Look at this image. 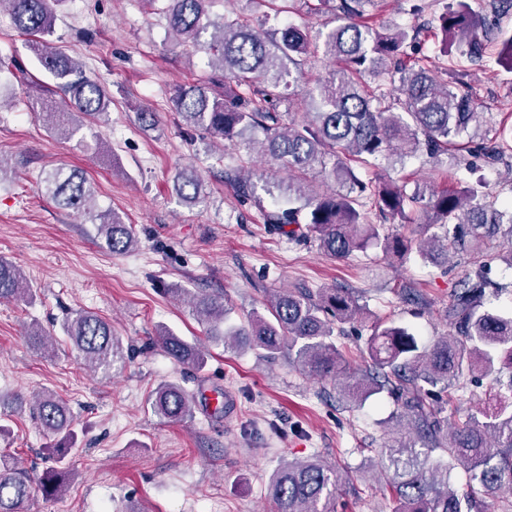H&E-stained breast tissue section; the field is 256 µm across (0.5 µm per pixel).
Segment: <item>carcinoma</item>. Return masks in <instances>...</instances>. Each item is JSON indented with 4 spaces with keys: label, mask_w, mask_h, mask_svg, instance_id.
<instances>
[{
    "label": "carcinoma",
    "mask_w": 512,
    "mask_h": 512,
    "mask_svg": "<svg viewBox=\"0 0 512 512\" xmlns=\"http://www.w3.org/2000/svg\"><path fill=\"white\" fill-rule=\"evenodd\" d=\"M61 0H0L18 32L32 37L40 64L56 80L69 101L67 112H46L48 126L66 138L107 114L110 97L97 80L88 76L60 47L47 46L53 34L54 4ZM308 0H256L275 12L296 9ZM378 0H317L316 13L328 11L337 25L313 36L308 29L286 24L264 28L263 19L248 20L227 14L210 19L207 0H167L164 13L169 31L181 44L211 55L214 74L203 83L180 85L172 99L174 111L189 131L232 145L247 159L253 153L263 164L245 177H237V195L257 199L262 190L273 199L290 203L263 212L269 231L288 239L314 238L327 256L348 260L370 248L385 255L417 253L437 259L449 252H469L478 257L461 277L448 305L453 332L419 345L408 328L392 321L375 322L367 340V365L358 375L349 374L336 337L343 325L364 314L353 292L343 288H280L267 296L264 311L250 313L240 324L224 326L231 309L224 297L205 291L173 297L188 305L196 319L207 325V336L224 346H250L276 362L286 357L299 371L321 379L342 382L343 397L360 405L385 391L395 410L389 422L405 434L396 438L382 470L385 490L397 502L394 512H512V375L507 383L499 376L502 359L512 365V315L483 308L485 276L490 263L499 260L512 268V210L499 208L479 187L461 182L451 189L434 190L416 183L409 188L382 176L364 181L357 168L385 159L390 167L423 153L432 160L461 151L460 142L479 113L463 90L466 73L441 78L419 59L405 61L409 31L397 27L381 31L368 18V7ZM447 47L459 57H481L483 40L478 34L483 19L465 0H458L439 17ZM217 34L206 45L200 34L208 27ZM498 63L512 71V31H497ZM322 53L338 68L305 93V117L288 123V111L296 104L290 91L294 73L309 56ZM377 78L373 86L366 76ZM264 135L255 146L254 134ZM486 162L502 160L512 152V125L501 127L495 142L483 146ZM284 167L288 182L267 180V168ZM315 172L332 180L339 189L310 193L307 174ZM45 193L62 209L86 211L93 187L77 169L58 168L41 179ZM200 181L193 173L176 178L180 197L189 204L200 202ZM420 212L424 223L437 231L425 238L410 239L386 232L388 224H406ZM498 241L497 252L485 245ZM97 242L113 255L132 250L138 239L131 225L117 215L97 225ZM24 278L14 265L0 259V300L25 294ZM63 331L93 372L109 373L124 361L126 351L112 325L89 312L66 313ZM157 343L174 363L201 370L208 350L191 344L162 326ZM488 378L496 386L479 409L461 423L448 424L441 401L426 397L437 389L458 391L476 378ZM150 406L159 418L178 423L188 418L194 397L174 381L159 383L151 392ZM36 425L56 438L47 449L48 466L32 475L12 456L0 454V512H25L33 489L55 498L72 477L68 456L78 435L72 426L68 403L45 391L28 404ZM440 450L446 458L431 461ZM465 468L483 489L484 498L448 489L451 472ZM338 471L312 457L282 464L270 477L268 497L274 512H333Z\"/></svg>",
    "instance_id": "carcinoma-1"
}]
</instances>
